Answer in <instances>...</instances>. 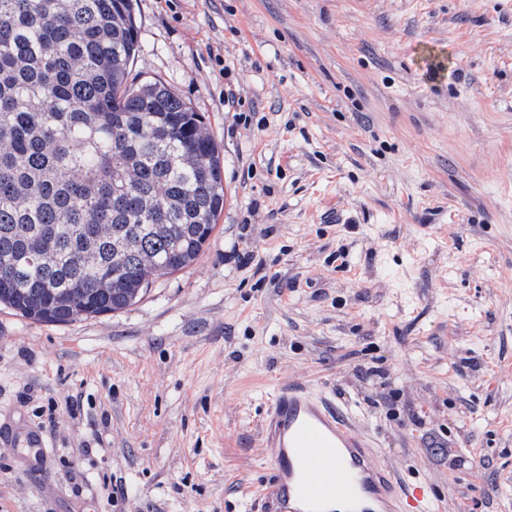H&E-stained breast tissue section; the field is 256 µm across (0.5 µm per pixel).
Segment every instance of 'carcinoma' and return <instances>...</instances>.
Returning a JSON list of instances; mask_svg holds the SVG:
<instances>
[{"instance_id": "cac0c4a2", "label": "carcinoma", "mask_w": 512, "mask_h": 512, "mask_svg": "<svg viewBox=\"0 0 512 512\" xmlns=\"http://www.w3.org/2000/svg\"><path fill=\"white\" fill-rule=\"evenodd\" d=\"M134 0H0V304L67 324L191 265L224 211L203 116L129 82Z\"/></svg>"}]
</instances>
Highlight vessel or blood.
I'll list each match as a JSON object with an SVG mask.
<instances>
[{"instance_id":"vessel-or-blood-1","label":"vessel or blood","mask_w":512,"mask_h":512,"mask_svg":"<svg viewBox=\"0 0 512 512\" xmlns=\"http://www.w3.org/2000/svg\"><path fill=\"white\" fill-rule=\"evenodd\" d=\"M259 439L269 476L254 512H438L428 483L375 460L370 436L306 382L274 383Z\"/></svg>"}]
</instances>
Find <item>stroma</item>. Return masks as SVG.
Instances as JSON below:
<instances>
[{"mask_svg":"<svg viewBox=\"0 0 512 512\" xmlns=\"http://www.w3.org/2000/svg\"><path fill=\"white\" fill-rule=\"evenodd\" d=\"M136 16L131 75L204 114L224 211L125 312L0 308V512H251L288 379L326 387L444 512H512V0Z\"/></svg>","mask_w":512,"mask_h":512,"instance_id":"1","label":"stroma"}]
</instances>
